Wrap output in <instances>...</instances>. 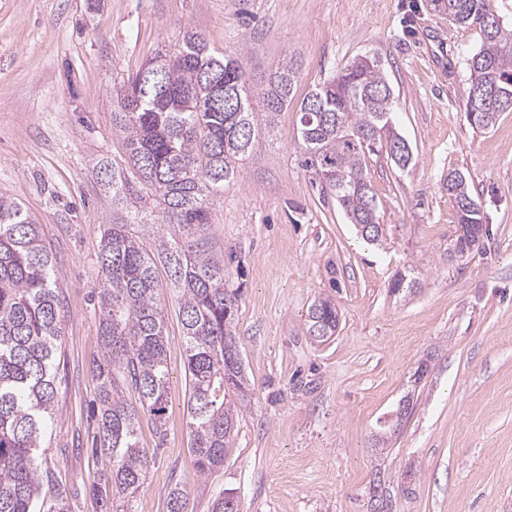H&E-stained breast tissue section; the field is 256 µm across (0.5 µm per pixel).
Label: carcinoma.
<instances>
[{"instance_id":"1","label":"carcinoma","mask_w":512,"mask_h":512,"mask_svg":"<svg viewBox=\"0 0 512 512\" xmlns=\"http://www.w3.org/2000/svg\"><path fill=\"white\" fill-rule=\"evenodd\" d=\"M448 18L474 26L481 46L467 59L470 125L486 130L512 112V22L488 0H446ZM295 68L276 67L255 84L236 55L216 50L191 28L181 43L149 59L116 96L112 127L124 137L126 158L112 163V206L148 199L115 217L100 240L98 331L103 348L92 402L97 432L91 451L108 461L94 486L104 512H133L131 502L150 466L140 442V415L163 434L170 401L163 283L179 289V314L189 379L188 453L201 474L224 465L237 407L226 392L243 391L246 376L234 337L239 291L206 238L210 205L254 145V106L267 121L288 109ZM395 92L380 60L361 55L303 98L298 147L361 239L379 241L378 201L367 180V158L386 150L406 167L412 152L393 125ZM457 205L453 253L467 254L486 235L480 205L465 176L448 172ZM152 234L147 242L135 227ZM59 277L38 225L16 198L0 194V512H36L51 470L39 465L56 398L55 362L61 346ZM335 304L315 301L308 333L332 337ZM168 512H188L184 490L168 493ZM49 512H71L70 494L56 489Z\"/></svg>"}]
</instances>
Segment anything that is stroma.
I'll return each mask as SVG.
<instances>
[{"mask_svg": "<svg viewBox=\"0 0 512 512\" xmlns=\"http://www.w3.org/2000/svg\"><path fill=\"white\" fill-rule=\"evenodd\" d=\"M239 54L253 82L293 61L294 100L259 125L238 177L211 207L214 251L230 255L241 290L236 339L249 385L224 464L200 474L188 454L178 290L165 284L172 401L134 512H167L172 487L190 512L231 495L238 512H512V112L469 124L466 60L478 29L448 20L444 0H0V194L39 224L59 272L62 345L47 464L72 490V512H103L105 468L89 452L93 367L102 357L99 242L113 217L103 161L125 156L112 127L124 78L185 27ZM377 56L398 98L407 168L371 157L383 242L348 224L296 144L298 102L359 55ZM462 172L489 229L452 255L457 211L444 182ZM403 272L412 290L392 294ZM331 297L335 335L319 342L307 315ZM422 378H415L419 366ZM411 396L384 451L380 420Z\"/></svg>", "mask_w": 512, "mask_h": 512, "instance_id": "obj_1", "label": "stroma"}]
</instances>
